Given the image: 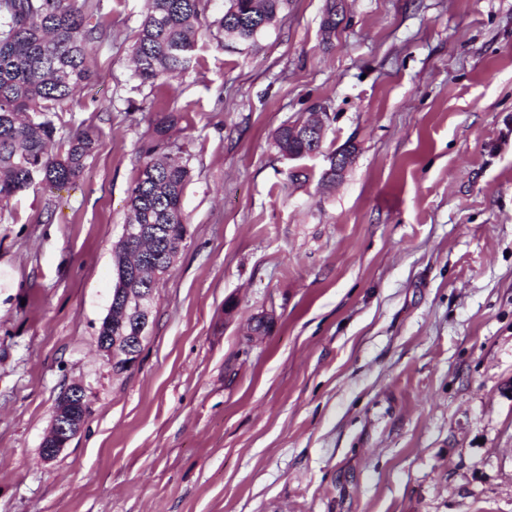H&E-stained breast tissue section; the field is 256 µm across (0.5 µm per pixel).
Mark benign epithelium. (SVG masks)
I'll list each match as a JSON object with an SVG mask.
<instances>
[{"instance_id":"benign-epithelium-1","label":"benign epithelium","mask_w":512,"mask_h":512,"mask_svg":"<svg viewBox=\"0 0 512 512\" xmlns=\"http://www.w3.org/2000/svg\"><path fill=\"white\" fill-rule=\"evenodd\" d=\"M325 133V123L319 113H312V117L288 124V138H300L303 141L317 142L319 136ZM356 145L348 143L336 152V159L331 168L327 170L325 183L333 186L339 182L346 172L351 159L355 154ZM150 296L147 288L123 287L113 293L115 297L114 309L119 311L116 322V334L103 337L102 353L109 359L121 357L126 365L134 367L138 362V346L147 335L149 315L144 304ZM133 319L137 321L134 335L130 336L124 331L125 323ZM89 401L86 388L80 384L71 385L57 400L52 426L43 439L41 455L45 460L55 458L69 442L81 431L87 414L79 413L76 407L85 406Z\"/></svg>"}]
</instances>
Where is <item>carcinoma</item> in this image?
Segmentation results:
<instances>
[{"mask_svg":"<svg viewBox=\"0 0 512 512\" xmlns=\"http://www.w3.org/2000/svg\"><path fill=\"white\" fill-rule=\"evenodd\" d=\"M0 0V201L39 179L51 186L67 184L82 173L95 149L83 131L71 133L67 149L49 150L56 127L49 114L62 112L77 90L94 76L88 43L96 29L85 26L83 0ZM288 0H228L223 15L206 29L246 43L273 25ZM204 0H147V13L132 45L135 76L155 85L184 71L191 60L194 36L203 26ZM169 125L153 130L145 160L129 193L130 224L155 235L160 273L186 234L182 195L190 178L183 163L168 160ZM278 153L311 149L288 140V129L274 133Z\"/></svg>","mask_w":512,"mask_h":512,"instance_id":"cac0c4a2","label":"carcinoma"}]
</instances>
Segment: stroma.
<instances>
[{
    "instance_id": "35a3bbf8",
    "label": "stroma",
    "mask_w": 512,
    "mask_h": 512,
    "mask_svg": "<svg viewBox=\"0 0 512 512\" xmlns=\"http://www.w3.org/2000/svg\"><path fill=\"white\" fill-rule=\"evenodd\" d=\"M96 3L95 76L53 118L55 152L88 129L95 153L0 201V512H512V0H342L332 32L290 0L155 87L145 0ZM314 110L293 184L273 133ZM169 115L189 235L118 374L97 338ZM73 384L91 412L42 461ZM357 149L356 145L354 143L349 142L345 147H343L341 150H336L328 155V161H329V168L327 169V174L325 178V183L328 187L337 184L340 179L343 177L344 173L346 172L351 159L353 158L355 154V150ZM336 154V159L334 161V164L330 168V164L332 161V157Z\"/></svg>"
}]
</instances>
